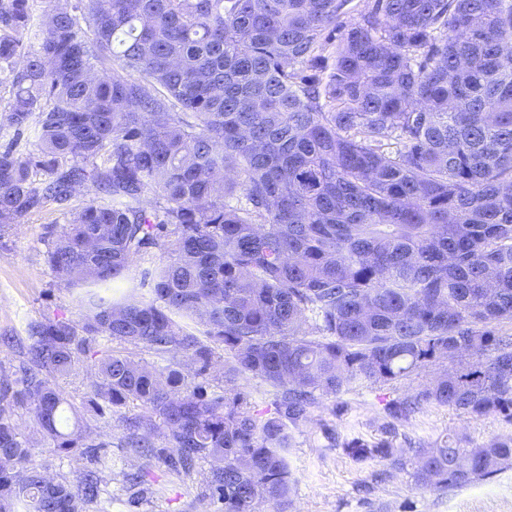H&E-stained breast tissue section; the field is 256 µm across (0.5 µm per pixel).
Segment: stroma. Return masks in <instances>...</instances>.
Returning a JSON list of instances; mask_svg holds the SVG:
<instances>
[{"mask_svg": "<svg viewBox=\"0 0 512 512\" xmlns=\"http://www.w3.org/2000/svg\"><path fill=\"white\" fill-rule=\"evenodd\" d=\"M59 213L44 210L0 237V336L13 337L11 348L0 351V378L19 377L26 359L29 321L46 317L75 320L79 310L45 259V225L61 222ZM388 388L358 387L324 398L310 422L294 432L288 462L293 478L295 512H512V468L464 487L431 490L415 484L408 473L391 471L379 462L357 463L341 448L344 440L381 438L384 405L394 398ZM342 415H334L336 405ZM512 431L502 416L474 417L431 405L422 406L396 426L395 446H426L454 436L462 447L483 444ZM123 428L117 418L99 420L92 436L112 467L101 474L99 503L87 512H204L202 492L209 466L198 462L187 475L174 474L154 463L150 481L129 486L125 472L140 461L122 445ZM92 451L77 448L62 452L42 436H35L27 467L76 481L94 469Z\"/></svg>", "mask_w": 512, "mask_h": 512, "instance_id": "35a3bbf8", "label": "stroma"}]
</instances>
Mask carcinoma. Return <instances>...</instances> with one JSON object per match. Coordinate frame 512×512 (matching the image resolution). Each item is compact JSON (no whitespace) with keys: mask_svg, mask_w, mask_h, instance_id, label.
I'll return each mask as SVG.
<instances>
[{"mask_svg":"<svg viewBox=\"0 0 512 512\" xmlns=\"http://www.w3.org/2000/svg\"><path fill=\"white\" fill-rule=\"evenodd\" d=\"M351 2L0 0V238L61 211L46 262L81 312L30 323L21 376L0 381V512L97 502L95 471L25 468L13 422L26 406L79 447L58 379L88 358L94 415L171 471L210 460L216 512H288L292 429L321 398L432 367L387 401L385 437L343 452L438 490L512 465V431L393 444L425 404L512 423V0H371L347 21ZM154 249L167 261L128 278ZM241 384L250 392L251 401L256 409L265 410L270 408L271 403L275 399V390L268 386L260 378H250L248 382L241 381Z\"/></svg>","mask_w":512,"mask_h":512,"instance_id":"cac0c4a2","label":"carcinoma"}]
</instances>
